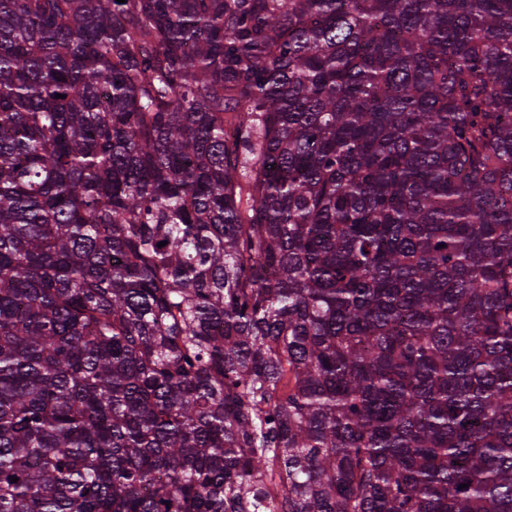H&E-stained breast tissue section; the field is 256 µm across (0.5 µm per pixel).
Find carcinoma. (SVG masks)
<instances>
[{
    "label": "carcinoma",
    "mask_w": 512,
    "mask_h": 512,
    "mask_svg": "<svg viewBox=\"0 0 512 512\" xmlns=\"http://www.w3.org/2000/svg\"><path fill=\"white\" fill-rule=\"evenodd\" d=\"M0 512H512V0H0Z\"/></svg>",
    "instance_id": "cac0c4a2"
}]
</instances>
